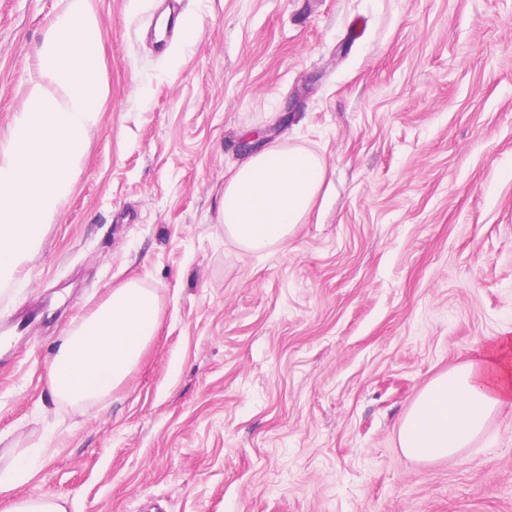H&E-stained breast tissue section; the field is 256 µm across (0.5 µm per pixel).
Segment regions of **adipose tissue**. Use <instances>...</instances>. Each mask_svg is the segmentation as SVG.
<instances>
[{
	"mask_svg": "<svg viewBox=\"0 0 512 512\" xmlns=\"http://www.w3.org/2000/svg\"><path fill=\"white\" fill-rule=\"evenodd\" d=\"M108 90L91 0H69L44 32L37 67L6 141L0 143V285L11 284L70 191L87 131ZM327 175L303 147L260 145L224 185L217 221L245 252L285 245L315 205ZM160 318L154 289H112L58 348L55 396L85 405L118 388L138 365ZM512 410V334L491 338L466 363L432 379L399 428L403 452L421 461L470 448L493 415Z\"/></svg>",
	"mask_w": 512,
	"mask_h": 512,
	"instance_id": "1",
	"label": "adipose tissue"
}]
</instances>
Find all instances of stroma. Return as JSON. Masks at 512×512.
Instances as JSON below:
<instances>
[{"instance_id":"stroma-1","label":"stroma","mask_w":512,"mask_h":512,"mask_svg":"<svg viewBox=\"0 0 512 512\" xmlns=\"http://www.w3.org/2000/svg\"><path fill=\"white\" fill-rule=\"evenodd\" d=\"M92 0L108 88L59 214L0 291V446L15 497L66 512H512V412L471 448L406 456L435 376L512 330V0ZM68 0H0V142ZM320 155L287 245L216 222L248 135ZM160 322L102 401L48 365L109 291ZM12 462L7 468L0 470V494L12 492L19 484L29 477L26 459L15 452L11 456Z\"/></svg>"}]
</instances>
